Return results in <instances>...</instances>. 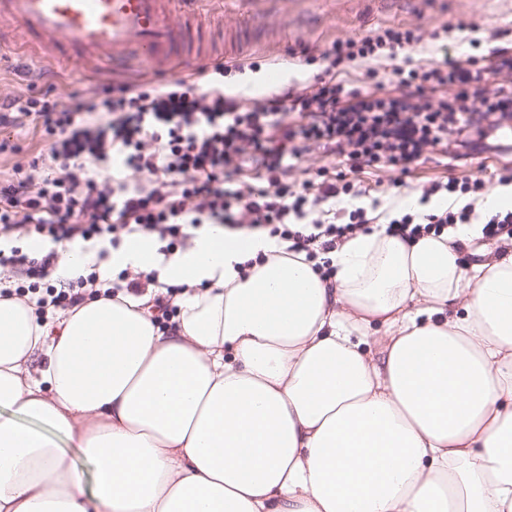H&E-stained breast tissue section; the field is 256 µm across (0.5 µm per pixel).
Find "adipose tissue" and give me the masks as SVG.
I'll list each match as a JSON object with an SVG mask.
<instances>
[{
  "mask_svg": "<svg viewBox=\"0 0 512 512\" xmlns=\"http://www.w3.org/2000/svg\"><path fill=\"white\" fill-rule=\"evenodd\" d=\"M419 207L328 277L264 231L131 235L105 266L179 287L165 322L147 295L0 298V512H512V247L465 263L481 220L388 234Z\"/></svg>",
  "mask_w": 512,
  "mask_h": 512,
  "instance_id": "obj_1",
  "label": "adipose tissue"
}]
</instances>
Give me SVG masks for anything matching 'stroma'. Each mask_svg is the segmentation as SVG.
<instances>
[{"label":"stroma","mask_w":512,"mask_h":512,"mask_svg":"<svg viewBox=\"0 0 512 512\" xmlns=\"http://www.w3.org/2000/svg\"><path fill=\"white\" fill-rule=\"evenodd\" d=\"M203 45L212 56L224 54L225 46L238 45L242 57L258 65L269 83L268 90L247 94V104L263 102L269 93H282L308 84L313 74L326 66L322 53L333 42L368 35L377 27L403 23L420 27L424 39L415 55L424 60L450 56L460 60L472 53L470 41L480 38L483 49L512 47V0H242L226 9L210 5L199 18ZM452 26L446 49H439L431 34L442 26ZM62 52L70 63L42 64L19 52L0 56V98L42 97L52 93L63 101L90 97L105 88L142 79L160 85L173 80L165 69L145 68L128 75L102 73L96 66L77 60L76 49L66 43ZM512 168V149L481 147L466 156L443 157L427 154L413 164L407 185L394 191L393 171L363 168L355 178L366 193L359 200L339 197L326 201L337 221H345L355 205L387 204L420 195L424 186L449 177L477 175L497 186V172Z\"/></svg>","instance_id":"stroma-1"}]
</instances>
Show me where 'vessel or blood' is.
<instances>
[{"label": "vessel or blood", "mask_w": 512, "mask_h": 512, "mask_svg": "<svg viewBox=\"0 0 512 512\" xmlns=\"http://www.w3.org/2000/svg\"><path fill=\"white\" fill-rule=\"evenodd\" d=\"M203 0H0V49L7 30L23 36L33 55L47 39L69 40L101 69L133 57L148 66L179 68L204 59L190 22ZM184 21L169 20L171 10Z\"/></svg>", "instance_id": "b4317fda"}]
</instances>
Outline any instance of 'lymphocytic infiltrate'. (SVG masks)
Here are the masks:
<instances>
[{
    "mask_svg": "<svg viewBox=\"0 0 512 512\" xmlns=\"http://www.w3.org/2000/svg\"><path fill=\"white\" fill-rule=\"evenodd\" d=\"M421 40L418 28L393 24L336 41L324 54L330 77L258 106L225 94L216 78L201 91L180 79L166 87L123 84L69 103L13 98L0 105V126L33 129L47 148L0 182V235L102 238L116 246L121 237L152 233L171 251L188 226L235 228L244 220L316 259L371 223L361 207L340 224L312 216L316 203L361 196L354 175L362 167H389L397 190L425 154L476 146L512 127V93L489 89L483 56L422 64L412 57ZM363 60L385 64L372 71L367 91L349 73ZM315 145L343 157L345 170L322 167L302 185L289 183V169ZM108 160L119 162L122 177L99 175L97 163ZM476 217L470 204L408 212L389 230L413 240ZM57 258L53 250L35 258L15 247L0 250V269L25 275L17 295L42 288L53 305L67 307L98 275L43 286Z\"/></svg>",
    "mask_w": 512,
    "mask_h": 512,
    "instance_id": "obj_1",
    "label": "lymphocytic infiltrate"
}]
</instances>
